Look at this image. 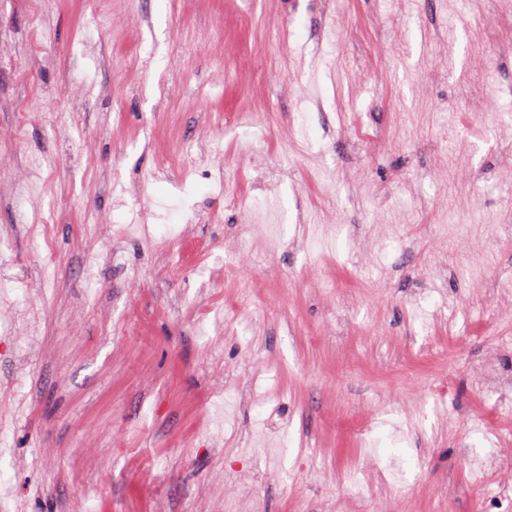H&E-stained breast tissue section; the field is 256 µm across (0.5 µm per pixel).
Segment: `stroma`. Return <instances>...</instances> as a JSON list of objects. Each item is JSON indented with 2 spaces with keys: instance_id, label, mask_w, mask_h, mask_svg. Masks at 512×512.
Instances as JSON below:
<instances>
[{
  "instance_id": "obj_1",
  "label": "stroma",
  "mask_w": 512,
  "mask_h": 512,
  "mask_svg": "<svg viewBox=\"0 0 512 512\" xmlns=\"http://www.w3.org/2000/svg\"><path fill=\"white\" fill-rule=\"evenodd\" d=\"M498 17L512 0H112L108 25L0 0V318L25 313L0 335V512H489L469 460L512 456L477 375L512 364V69L475 62ZM190 135L228 190L178 168ZM451 207L486 227L471 277ZM105 242L122 263L87 265ZM444 242L448 243V256L454 259L456 265L469 262L470 255L475 252L478 241L465 234H452Z\"/></svg>"
}]
</instances>
